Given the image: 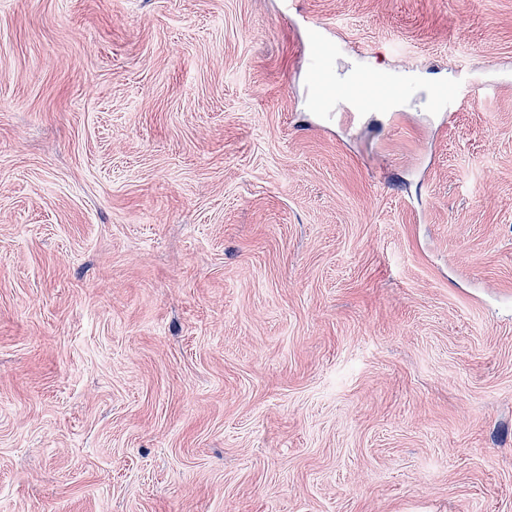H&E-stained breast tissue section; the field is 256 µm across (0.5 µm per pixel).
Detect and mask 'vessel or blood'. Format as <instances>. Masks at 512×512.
I'll return each mask as SVG.
<instances>
[{
	"mask_svg": "<svg viewBox=\"0 0 512 512\" xmlns=\"http://www.w3.org/2000/svg\"><path fill=\"white\" fill-rule=\"evenodd\" d=\"M334 51L333 43L319 37L310 44L308 81L320 101L328 103L336 97L344 96L366 105H376L385 94H408L409 89L403 79L392 73L364 75L350 84L337 83L331 75Z\"/></svg>",
	"mask_w": 512,
	"mask_h": 512,
	"instance_id": "1",
	"label": "vessel or blood"
}]
</instances>
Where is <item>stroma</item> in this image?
Masks as SVG:
<instances>
[{"mask_svg": "<svg viewBox=\"0 0 512 512\" xmlns=\"http://www.w3.org/2000/svg\"><path fill=\"white\" fill-rule=\"evenodd\" d=\"M0 512H512V0H0ZM335 44L321 37L311 41L308 57V81L324 103L337 96L353 98L366 105H386L391 100H380L385 94L398 93L396 97L409 93L404 80L393 73L363 75L351 84H340L331 75Z\"/></svg>", "mask_w": 512, "mask_h": 512, "instance_id": "1", "label": "stroma"}]
</instances>
